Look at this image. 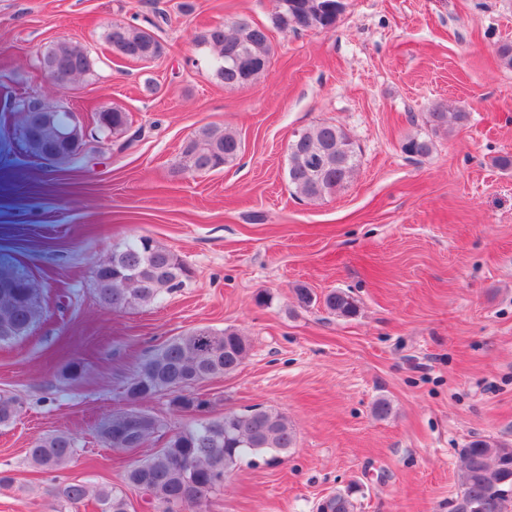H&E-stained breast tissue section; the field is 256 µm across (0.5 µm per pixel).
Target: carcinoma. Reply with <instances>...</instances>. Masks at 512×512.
I'll use <instances>...</instances> for the list:
<instances>
[{
	"label": "carcinoma",
	"instance_id": "carcinoma-1",
	"mask_svg": "<svg viewBox=\"0 0 512 512\" xmlns=\"http://www.w3.org/2000/svg\"><path fill=\"white\" fill-rule=\"evenodd\" d=\"M336 0H286L275 7L272 21L282 32L324 30L335 24L336 13L325 6ZM112 24L105 29L103 42L111 53L122 45L132 50L145 47L139 55H121L134 62L149 63L163 53L157 30ZM206 55L216 79L228 87L243 86L257 79L269 66L272 47L265 26L245 18L217 24L195 37ZM56 59L67 63L66 81L48 80L51 88L63 90L73 80L92 76L99 55L66 39L53 43L38 61ZM16 120L13 137L20 149L45 166H57L54 156L60 148L59 135L65 133L72 112L37 100L24 101L13 108ZM463 124L469 114L453 113L442 106L428 112V123L438 132L448 125V116ZM112 117L107 128L97 127L98 139L122 134L129 116L119 107L95 113L96 119ZM432 141L412 136L402 143L409 156H426ZM241 153L236 133L218 127H203L182 148L180 168L187 172H209L232 165ZM359 165L355 143L339 125L324 121L293 135L288 144V184L294 193L312 201L330 196L345 186ZM193 275L191 267L152 237L138 236L99 261L93 281L100 305L105 309L150 306L183 287ZM47 290L26 266L0 259V344L27 336L45 312ZM322 305L338 317L357 313V303L348 293L333 290L324 295ZM249 351L247 339L232 328L204 326L170 338L150 352L139 364L124 391L126 409L98 424L97 434L109 448H121V441L136 434L135 447L143 445L159 429L160 423L140 411L150 398L173 395L172 406L186 413L194 388L200 382L234 373ZM22 412L20 402L0 392V427L11 425ZM193 421L167 439L163 448L128 468L124 482L148 489L147 504L153 512H207L213 498L224 489L229 474L240 463L258 460L268 465L288 453L295 437L288 419L278 411L255 406L228 411L220 418L206 417V410L191 413ZM76 438L57 432L35 439L27 458L32 470L53 481L46 494L50 512H63L91 502L98 512H129L124 491L110 482L87 483L61 480L60 472L76 455ZM184 456L192 469L178 472L171 458ZM461 489L451 501L449 512H512V445L492 439H475L459 451ZM33 486L20 482L8 469H0V493L23 494ZM317 512H355L351 492L326 496Z\"/></svg>",
	"mask_w": 512,
	"mask_h": 512
}]
</instances>
